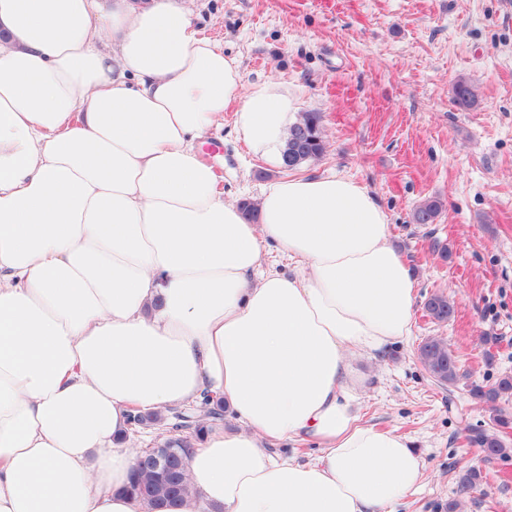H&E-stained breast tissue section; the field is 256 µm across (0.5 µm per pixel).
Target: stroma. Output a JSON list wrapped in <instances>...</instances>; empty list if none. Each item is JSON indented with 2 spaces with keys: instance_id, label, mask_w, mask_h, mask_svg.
Returning <instances> with one entry per match:
<instances>
[{
  "instance_id": "1",
  "label": "stroma",
  "mask_w": 512,
  "mask_h": 512,
  "mask_svg": "<svg viewBox=\"0 0 512 512\" xmlns=\"http://www.w3.org/2000/svg\"><path fill=\"white\" fill-rule=\"evenodd\" d=\"M199 27L239 64L244 89L277 86L293 115L316 112L324 153L302 174L338 173L365 187L386 213L415 272L412 334L377 360L361 361L364 419L412 439L425 461L397 512H512V454L467 443L491 429L494 410L472 400L474 384L512 375V0H192ZM478 104L453 102L458 79ZM225 198L257 202L283 169L253 156L233 129L199 145ZM438 200L434 223L414 221ZM439 240L447 258L432 254ZM448 295L454 316H426L430 295ZM447 340L462 374L433 380L416 352ZM476 488L460 492L467 470Z\"/></svg>"
}]
</instances>
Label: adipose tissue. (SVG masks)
<instances>
[{"mask_svg":"<svg viewBox=\"0 0 512 512\" xmlns=\"http://www.w3.org/2000/svg\"><path fill=\"white\" fill-rule=\"evenodd\" d=\"M241 83L184 0H0V512H148L128 417L207 391L237 426L180 512H395L420 482L351 362L410 336V265L345 176L279 179L254 219L224 200L197 141L231 112L276 165L288 129Z\"/></svg>","mask_w":512,"mask_h":512,"instance_id":"1","label":"adipose tissue"}]
</instances>
